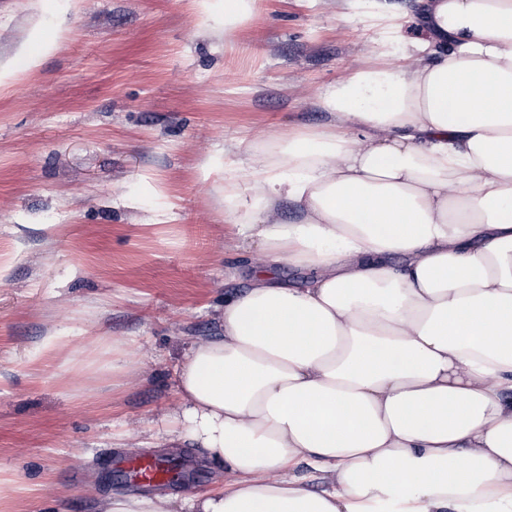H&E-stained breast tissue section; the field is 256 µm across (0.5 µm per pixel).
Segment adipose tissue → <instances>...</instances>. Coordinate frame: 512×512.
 <instances>
[{
  "mask_svg": "<svg viewBox=\"0 0 512 512\" xmlns=\"http://www.w3.org/2000/svg\"><path fill=\"white\" fill-rule=\"evenodd\" d=\"M422 2L402 64L377 55L319 94L329 123L224 178L253 277L188 344L162 440L230 483L98 512H512V0ZM88 370L126 374L122 343L64 378ZM311 275V272L307 269L296 267L288 262H282L277 266L276 279L283 285L298 288L301 287Z\"/></svg>",
  "mask_w": 512,
  "mask_h": 512,
  "instance_id": "adipose-tissue-1",
  "label": "adipose tissue"
}]
</instances>
